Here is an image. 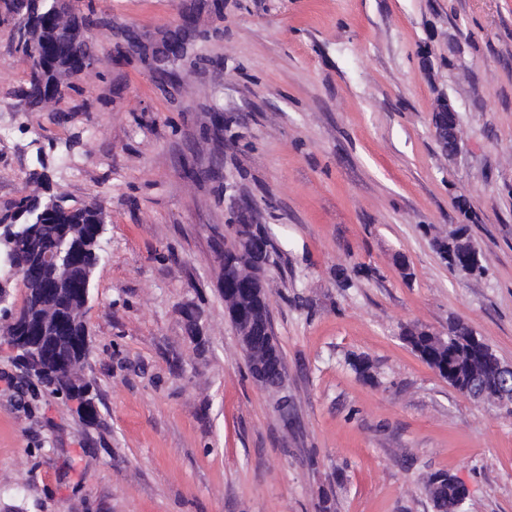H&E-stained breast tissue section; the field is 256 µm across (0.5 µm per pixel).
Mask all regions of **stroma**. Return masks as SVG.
<instances>
[{
    "label": "stroma",
    "instance_id": "35a3bbf8",
    "mask_svg": "<svg viewBox=\"0 0 512 512\" xmlns=\"http://www.w3.org/2000/svg\"><path fill=\"white\" fill-rule=\"evenodd\" d=\"M74 5L99 60L38 112L13 107L27 65L0 24V211L42 193V171L71 205H106L82 371L97 416L46 393L0 332V512H434L439 470L467 487L460 512H512V414L400 339L459 317L512 361V0ZM184 15L167 82L127 34L154 47ZM443 94L462 120L452 160L432 135ZM238 194L279 248L287 425L224 313ZM465 222L489 262L478 284L432 244Z\"/></svg>",
    "mask_w": 512,
    "mask_h": 512
}]
</instances>
